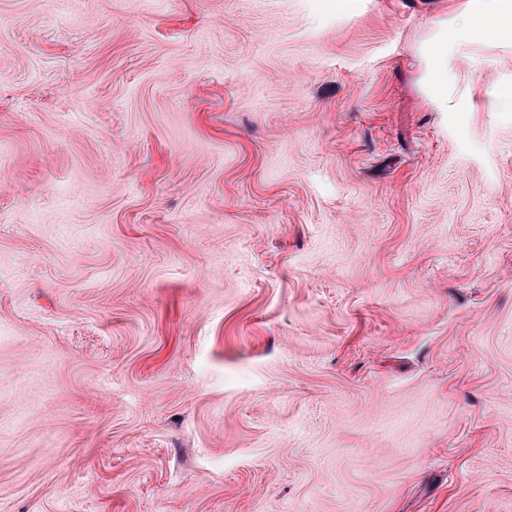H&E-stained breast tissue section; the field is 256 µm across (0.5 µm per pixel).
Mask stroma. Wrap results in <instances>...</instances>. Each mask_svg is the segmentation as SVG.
I'll return each instance as SVG.
<instances>
[{"label": "stroma", "instance_id": "1", "mask_svg": "<svg viewBox=\"0 0 512 512\" xmlns=\"http://www.w3.org/2000/svg\"><path fill=\"white\" fill-rule=\"evenodd\" d=\"M466 2L0 0V512H512ZM447 70V55L440 49L436 50L430 56L427 76L430 93L435 99H443L447 95L448 88L445 80Z\"/></svg>", "mask_w": 512, "mask_h": 512}]
</instances>
